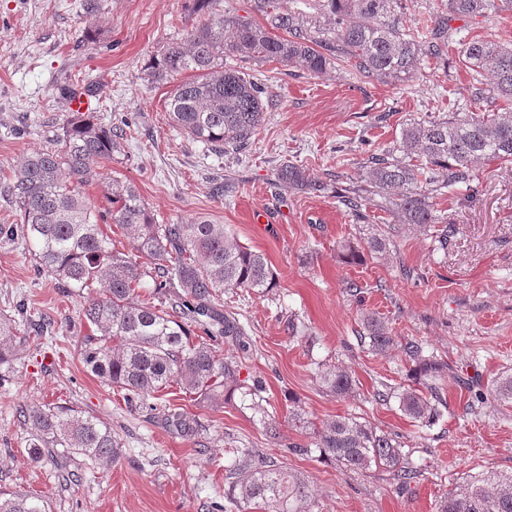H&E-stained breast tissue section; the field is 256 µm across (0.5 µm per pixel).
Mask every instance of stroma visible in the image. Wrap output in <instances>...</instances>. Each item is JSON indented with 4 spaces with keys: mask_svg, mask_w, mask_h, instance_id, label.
<instances>
[{
    "mask_svg": "<svg viewBox=\"0 0 512 512\" xmlns=\"http://www.w3.org/2000/svg\"><path fill=\"white\" fill-rule=\"evenodd\" d=\"M82 2L0 0V225L20 221L7 194L16 164L58 146L69 111L65 90L95 85L96 121L129 125L105 174L133 183L156 223L209 216L268 258L276 288L265 295L225 289L224 309L244 334L215 342L235 361L241 383L261 391L251 404L237 395L214 404L172 384L151 404H126L80 359L89 328L80 321L79 297L38 272L21 237L0 235V315L15 326L14 359L0 371V494H36L51 512H214L225 504L227 477L243 449L303 478L312 512H438L442 497L464 479L512 473V407L489 393L512 374V163L477 166L476 198L461 190L439 196L441 223L455 227L444 244L436 229H404L385 251H364L372 226L395 217L373 195L363 221L343 203L368 185L369 150L393 146L407 123L473 109L456 41L426 63L422 76L397 85L344 67L316 76L296 64L228 58L266 84L272 104L245 149L221 154L169 123L165 103L182 76L153 83L145 73L150 56L198 23L193 0H99L93 12ZM446 4L402 0L401 22L411 31L440 15L460 36L512 40V11L454 18ZM287 163L322 190L278 186ZM224 183L228 192L214 195ZM347 244L362 249L358 263H344ZM366 312L391 329L388 352L361 343ZM29 314L44 318L48 330H31ZM411 339L450 366L439 382L441 415L430 425L409 419L398 400L373 398L385 385L397 392L413 387L402 350ZM321 364L352 373L351 397L319 386ZM33 403L69 405L108 422L119 457L80 464L74 480L52 462H31L19 411ZM168 407L205 423L204 451L156 423ZM295 411L305 425L292 421ZM268 416L280 424L278 439L265 433ZM337 416L399 436L416 481L403 488L382 469L345 471L312 450L292 452L295 444L311 448L315 425Z\"/></svg>",
    "mask_w": 512,
    "mask_h": 512,
    "instance_id": "1",
    "label": "stroma"
}]
</instances>
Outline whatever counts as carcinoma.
I'll list each match as a JSON object with an SVG mask.
<instances>
[{"instance_id":"cac0c4a2","label":"carcinoma","mask_w":512,"mask_h":512,"mask_svg":"<svg viewBox=\"0 0 512 512\" xmlns=\"http://www.w3.org/2000/svg\"><path fill=\"white\" fill-rule=\"evenodd\" d=\"M312 10H283L280 0H253L254 15L211 12L182 38L168 42L146 64L153 82L192 72L166 101L172 123L191 138L216 150L244 148L256 135L269 107L267 87L224 57L263 63L298 62L313 75L344 66L383 83H405L422 75L424 63L448 48V19H437L424 33H409L396 11L399 0H312ZM448 12L475 19L512 11V0H448ZM459 61L469 74L467 91L476 103L495 105L487 112H452L446 119L406 125L389 150L368 156L372 193L394 196L397 223L374 229L371 252H382L399 225L427 230L438 223L434 199L443 190L463 188L478 194V163L512 162V44L473 36L458 42ZM123 129L96 122L91 113H70L60 125L61 149L27 156L9 186L20 212V225L0 233H20L34 252L38 270L68 290L98 288L83 297L82 319L96 328L80 344L83 364L124 399L145 403L163 387L176 383L189 394L217 402L243 388L233 361L207 342H194L186 322L210 337L240 338L239 321L220 308L226 288L265 294L276 277L260 252L242 246L224 225L199 218L190 224H157L132 183L106 179L103 165L112 161ZM286 188L317 189L305 171L285 164L277 175ZM100 184L112 208L91 205L83 188ZM119 226L148 257L153 295L174 296L175 314L153 301L137 300L142 273L137 263L113 251L102 225ZM369 348L389 350L395 342L387 324L374 315L363 319ZM12 320L0 318V368L13 360L3 340ZM421 388L398 394L401 411L430 423L443 403L436 380L448 369L423 356L416 341L403 346ZM321 386L341 398L352 395L356 381L345 368L332 365L317 373ZM495 397L512 403V375L494 386ZM27 431V454L39 463L60 457L109 464L120 454L112 427L69 406L33 404L20 409ZM167 431L195 444L202 442L198 419L180 408H166L159 419ZM314 447L340 468L365 473L382 468L407 485L416 471L404 462L401 444L356 417L338 416L322 423ZM225 496L264 512H310L306 483L273 461L253 462L241 455L236 480ZM0 512H47L43 501L18 492L0 497ZM439 512H512V474L473 476L440 501Z\"/></svg>"}]
</instances>
